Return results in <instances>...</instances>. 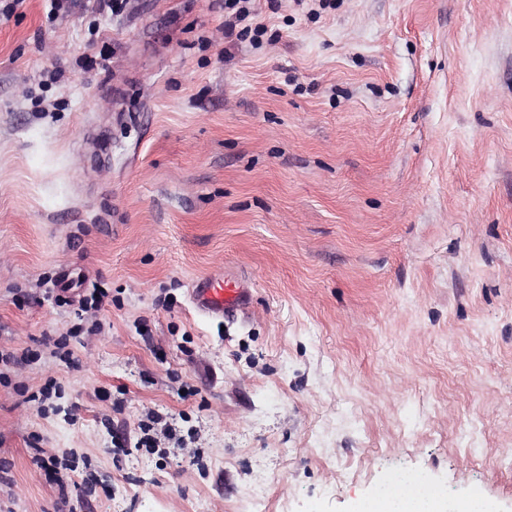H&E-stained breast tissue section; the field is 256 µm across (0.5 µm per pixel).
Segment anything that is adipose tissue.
<instances>
[{
  "instance_id": "ef3b65f1",
  "label": "adipose tissue",
  "mask_w": 512,
  "mask_h": 512,
  "mask_svg": "<svg viewBox=\"0 0 512 512\" xmlns=\"http://www.w3.org/2000/svg\"><path fill=\"white\" fill-rule=\"evenodd\" d=\"M353 512H497L495 503L481 495L452 500L439 488L429 485L414 493H377L358 502Z\"/></svg>"
}]
</instances>
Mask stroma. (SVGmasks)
Masks as SVG:
<instances>
[{
	"instance_id": "stroma-1",
	"label": "stroma",
	"mask_w": 512,
	"mask_h": 512,
	"mask_svg": "<svg viewBox=\"0 0 512 512\" xmlns=\"http://www.w3.org/2000/svg\"><path fill=\"white\" fill-rule=\"evenodd\" d=\"M59 4L0 15V512H512V0ZM253 0H225L224 10L233 11L232 19L224 20V34L230 38L235 34L237 40H245L253 32V42L257 37L266 33L265 27L261 23H254V9L251 6ZM238 25H242L240 30L235 33ZM190 300L194 307L209 317H224L243 307L248 293L234 278L214 275L197 277L191 284ZM353 512H497L496 504L481 495L449 500L448 494L429 482L424 491L378 492L358 502Z\"/></svg>"
}]
</instances>
